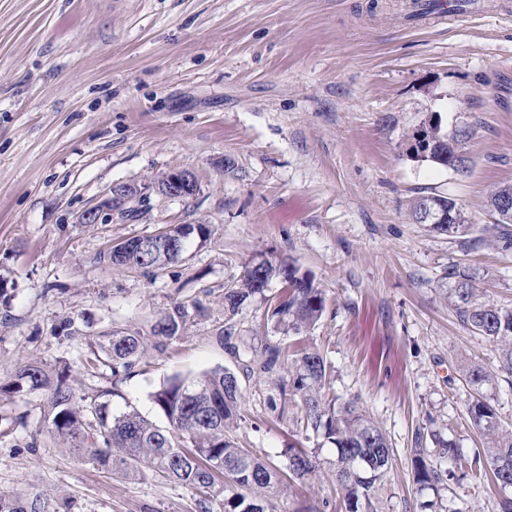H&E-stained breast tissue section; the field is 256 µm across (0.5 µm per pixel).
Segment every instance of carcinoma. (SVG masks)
I'll use <instances>...</instances> for the list:
<instances>
[{
    "label": "carcinoma",
    "instance_id": "cac0c4a2",
    "mask_svg": "<svg viewBox=\"0 0 512 512\" xmlns=\"http://www.w3.org/2000/svg\"><path fill=\"white\" fill-rule=\"evenodd\" d=\"M420 131L432 140L431 149L414 152V158L457 171L466 168L460 150L466 131L448 135L433 122L420 126ZM506 192H512V185L498 186L490 192L486 207L496 222L485 231L508 242L512 240L508 227L512 222L498 218L500 200ZM429 205L436 213H457L458 223L436 224L438 231L457 234L465 226L464 213L455 199L439 193L414 200L411 215L417 223H422L423 208ZM169 235L181 244L176 254L164 253L159 247L144 251L133 238L99 252L97 260L115 267L162 270L182 261L191 246L204 245L211 229L208 224H174ZM445 277L455 280L448 299L460 320L496 345L498 367L493 372L470 361L461 368L471 390L469 421L485 440L483 455L469 459L437 432L418 429L411 449L414 482L437 489L456 479V473H469L477 480H491L504 492L512 489V429L501 424L487 390L494 385L496 372L512 374V308L477 300L471 276L464 270L451 268ZM275 278L286 288L268 299L261 285ZM258 296L267 299L271 317L288 341L267 342L257 352L235 337L230 326L221 331L220 339L243 372L275 380L277 393L267 395L266 405L276 413L277 420L293 418L303 429L332 445L336 454L334 477L341 496L333 502L323 501L320 508L301 503L293 512H321L323 507L331 512H378L394 450L366 411L354 402L338 405L326 393L330 366L307 336L323 316L325 294L310 274L287 260H269L258 268L249 263L241 278L224 289L225 316L234 317ZM187 317L186 307L177 303L156 322L150 339L120 329L108 332L100 350L91 351L87 357V374L93 375L107 363L112 376L130 375L148 350L164 352L169 348ZM25 389L46 392L47 433L81 453L88 465L121 475L139 472L186 488L200 512H276L275 501L290 490L293 482L319 468L315 448L292 446L284 452L286 461L277 463L236 441L234 429L245 416L240 412L238 376L228 368L205 372L190 381L179 376L168 380L153 396L169 422L165 429L135 410L115 414L109 388L76 396L65 374L53 378L36 363L19 367L9 392ZM430 442L437 449L427 447ZM434 451L448 460V468L442 470L432 464ZM0 512L48 510L38 498L23 499L1 492Z\"/></svg>",
    "mask_w": 512,
    "mask_h": 512
}]
</instances>
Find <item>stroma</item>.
Instances as JSON below:
<instances>
[{
	"label": "stroma",
	"mask_w": 512,
	"mask_h": 512,
	"mask_svg": "<svg viewBox=\"0 0 512 512\" xmlns=\"http://www.w3.org/2000/svg\"><path fill=\"white\" fill-rule=\"evenodd\" d=\"M403 0H0V492L37 496L49 512H200L190 491L93 469L43 429L45 394L9 393L29 362L67 370L76 394L113 385L114 412L168 421L153 401L168 379L235 368L217 342L224 288L246 264L285 258L313 275L326 309L311 332L333 369L330 391L354 401L394 450L379 512H501L491 483L468 477L418 491L410 448L425 427L482 440L466 413L468 361L496 370L494 344L459 319L444 268L468 270L479 300L512 308V247L476 244L485 201L512 185V11L409 23ZM464 128L467 167L416 161L412 130ZM172 170L193 198L150 194L141 217L80 224L113 184ZM445 193L468 227L440 233L410 215L419 193ZM211 225L206 244L160 271L100 265L98 253L167 224ZM200 301L178 339L127 379L86 375L105 332L149 335L174 303ZM239 336L280 340L253 300ZM235 434L257 453L318 448L316 474L282 497L334 498L335 452L241 378Z\"/></svg>",
	"instance_id": "stroma-1"
}]
</instances>
